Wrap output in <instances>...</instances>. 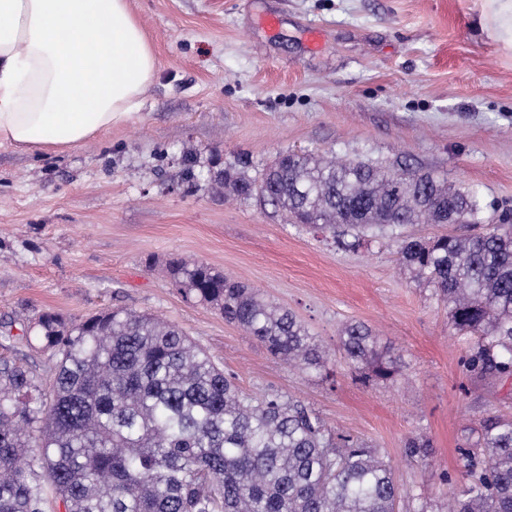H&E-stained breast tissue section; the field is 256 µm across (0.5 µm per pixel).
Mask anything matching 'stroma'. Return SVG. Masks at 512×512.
Wrapping results in <instances>:
<instances>
[{
	"mask_svg": "<svg viewBox=\"0 0 512 512\" xmlns=\"http://www.w3.org/2000/svg\"><path fill=\"white\" fill-rule=\"evenodd\" d=\"M157 71L142 104L64 153L0 146V357L27 354L44 311L76 321L115 308L176 324L246 391L300 397L332 428L379 448L401 495L445 512L462 481L464 427L512 416V380L466 372L432 289L385 239L355 250L284 223L215 177L236 158L259 177L278 153L369 158L435 172L512 210V37L492 0H130ZM278 16L268 31L263 19ZM317 28L310 48L306 31ZM193 159L186 170L185 159ZM200 262L291 310L332 377L273 359L244 328L183 298L170 259ZM403 361L394 383L361 382L338 352L350 322ZM420 435L432 452L411 458Z\"/></svg>",
	"mask_w": 512,
	"mask_h": 512,
	"instance_id": "1",
	"label": "stroma"
}]
</instances>
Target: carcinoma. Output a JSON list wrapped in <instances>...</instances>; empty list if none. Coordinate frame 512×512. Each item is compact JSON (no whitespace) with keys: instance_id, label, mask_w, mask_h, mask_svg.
<instances>
[{"instance_id":"1","label":"carcinoma","mask_w":512,"mask_h":512,"mask_svg":"<svg viewBox=\"0 0 512 512\" xmlns=\"http://www.w3.org/2000/svg\"><path fill=\"white\" fill-rule=\"evenodd\" d=\"M289 224L356 249L396 243L402 263L448 306L468 340L466 371L512 378V213L484 207L431 172L280 153L260 177L218 175ZM466 235L404 236L408 224ZM180 294L254 336L272 357L330 376L328 358L288 310L205 264L172 259ZM22 340L56 362L51 396L20 359L0 357V512H394L391 467L365 441L326 426L304 401L257 396L178 326L112 310L72 323L43 312ZM355 379L392 383L401 359L373 330L344 327ZM412 457L431 444L411 437ZM465 482L450 512H512V418L491 412L464 436Z\"/></svg>"}]
</instances>
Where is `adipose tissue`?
<instances>
[{
    "label": "adipose tissue",
    "instance_id": "obj_1",
    "mask_svg": "<svg viewBox=\"0 0 512 512\" xmlns=\"http://www.w3.org/2000/svg\"><path fill=\"white\" fill-rule=\"evenodd\" d=\"M156 66L128 0H0V145L84 144L132 118Z\"/></svg>",
    "mask_w": 512,
    "mask_h": 512
}]
</instances>
